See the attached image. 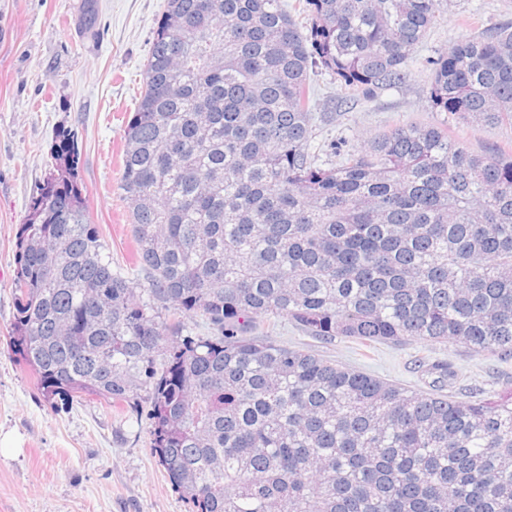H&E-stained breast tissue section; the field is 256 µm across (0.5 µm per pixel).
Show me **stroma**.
Returning <instances> with one entry per match:
<instances>
[{"instance_id":"35a3bbf8","label":"stroma","mask_w":512,"mask_h":512,"mask_svg":"<svg viewBox=\"0 0 512 512\" xmlns=\"http://www.w3.org/2000/svg\"><path fill=\"white\" fill-rule=\"evenodd\" d=\"M167 0H0V512H194L151 449L147 389L112 408L86 396L44 397L34 371L9 345L14 320L16 234L41 183L56 170L52 148L70 133L79 150L77 182L89 221L133 285L135 241L119 190L124 129L143 87L144 64ZM444 19L410 59L411 77L370 100L348 95L330 76L313 84L325 119L316 145L361 150L399 123L437 124L429 102L428 60L454 41L512 23V0H442ZM472 151H512V129L476 122L452 125ZM273 338L397 386L427 394L435 374L418 366L420 347L384 343L363 351L304 336L288 318ZM428 360L455 372L445 394L490 398L512 389V363L458 343L436 346Z\"/></svg>"}]
</instances>
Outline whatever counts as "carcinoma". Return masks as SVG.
<instances>
[{"mask_svg": "<svg viewBox=\"0 0 512 512\" xmlns=\"http://www.w3.org/2000/svg\"><path fill=\"white\" fill-rule=\"evenodd\" d=\"M439 17L438 0H167L124 132L141 288L86 218L74 140L53 147L65 171L16 235L10 345L47 398L149 387L151 449L196 512H512V391L422 395L264 336L286 316L318 340L512 360V152L446 122L309 151L311 77L399 87ZM431 64L432 108L512 127V27Z\"/></svg>", "mask_w": 512, "mask_h": 512, "instance_id": "carcinoma-1", "label": "carcinoma"}]
</instances>
